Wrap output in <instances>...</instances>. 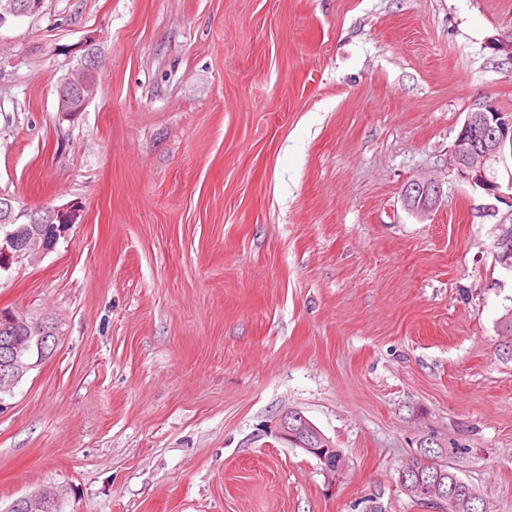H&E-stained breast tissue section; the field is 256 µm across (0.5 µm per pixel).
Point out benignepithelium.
<instances>
[{"label": "benign epithelium", "instance_id": "7a95c632", "mask_svg": "<svg viewBox=\"0 0 512 512\" xmlns=\"http://www.w3.org/2000/svg\"><path fill=\"white\" fill-rule=\"evenodd\" d=\"M40 5L39 0H28L22 9L1 14L0 27L37 12ZM94 73L95 59L92 57L72 71L59 89V111L66 115L82 111L96 90ZM507 141L512 143V113L500 109L488 97L475 99L451 149L458 175L487 194L501 197L500 186L489 178L488 170L500 159ZM440 197L441 187L432 181L414 179L404 188L406 206L417 215L429 213ZM7 212V220L13 223L24 217L32 224L22 237L15 230L0 231V255L7 259L40 254L53 247L59 239L67 237L71 228V225L62 223L49 228L35 216V212L16 201L8 202ZM0 322L17 334L16 339L8 344V350H0L1 410L7 407L6 397L11 395V389L29 371L43 363L45 347L58 343L60 331L51 319L23 312L4 311L0 313ZM274 427L280 438L303 446L304 451L325 462L322 449L315 447V442L321 443L326 437L307 418L285 411L277 418ZM59 504V494L53 489H45L25 497L20 509L22 512H56Z\"/></svg>", "mask_w": 512, "mask_h": 512}]
</instances>
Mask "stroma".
<instances>
[{
	"label": "stroma",
	"instance_id": "obj_1",
	"mask_svg": "<svg viewBox=\"0 0 512 512\" xmlns=\"http://www.w3.org/2000/svg\"><path fill=\"white\" fill-rule=\"evenodd\" d=\"M511 39L512 0H43L0 27V195L76 207L0 272V310L61 331L0 412V512L46 487L62 512H429L399 482L428 447L512 512V150L498 198L451 165L475 98L512 111ZM287 407L342 472L270 433ZM95 59L88 58L64 80L59 89V110L66 115L81 112L96 90ZM441 192V187L432 181L414 179L406 184L403 196L409 211L425 215L436 206Z\"/></svg>",
	"mask_w": 512,
	"mask_h": 512
}]
</instances>
